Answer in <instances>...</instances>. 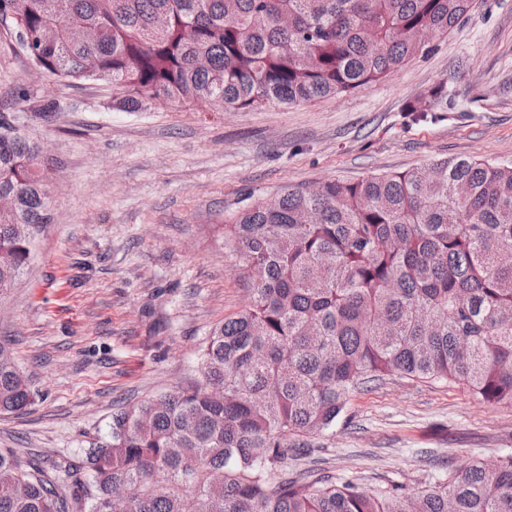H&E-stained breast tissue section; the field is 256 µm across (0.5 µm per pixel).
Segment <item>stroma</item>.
Returning a JSON list of instances; mask_svg holds the SVG:
<instances>
[{"mask_svg":"<svg viewBox=\"0 0 512 512\" xmlns=\"http://www.w3.org/2000/svg\"><path fill=\"white\" fill-rule=\"evenodd\" d=\"M440 82L456 111L412 121L408 105ZM117 95L38 71L0 28V112L45 145L53 215L0 296V342L36 393L26 411L0 413V448L46 466L79 464L116 406L187 385L208 330L246 306L225 215L289 187L441 158L512 162V0H474L384 82L288 109L126 112ZM47 101L58 110L40 116ZM306 443L310 456L290 452L285 468L412 494L512 453V409L396 373L354 391L336 427Z\"/></svg>","mask_w":512,"mask_h":512,"instance_id":"obj_1","label":"stroma"}]
</instances>
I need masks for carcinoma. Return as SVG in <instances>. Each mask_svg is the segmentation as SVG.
<instances>
[{"label": "carcinoma", "mask_w": 512, "mask_h": 512, "mask_svg": "<svg viewBox=\"0 0 512 512\" xmlns=\"http://www.w3.org/2000/svg\"><path fill=\"white\" fill-rule=\"evenodd\" d=\"M473 0H0L39 70L123 90L145 111L308 103L378 83L433 49ZM448 86L408 107L452 112ZM38 144L0 112V295L51 222ZM250 293L209 329L185 387L112 415L79 475L0 449V512H512V453L415 494L282 466L350 393L384 376L466 386L512 408V163L448 158L288 189L224 218ZM0 344V413L34 402Z\"/></svg>", "instance_id": "carcinoma-1"}]
</instances>
